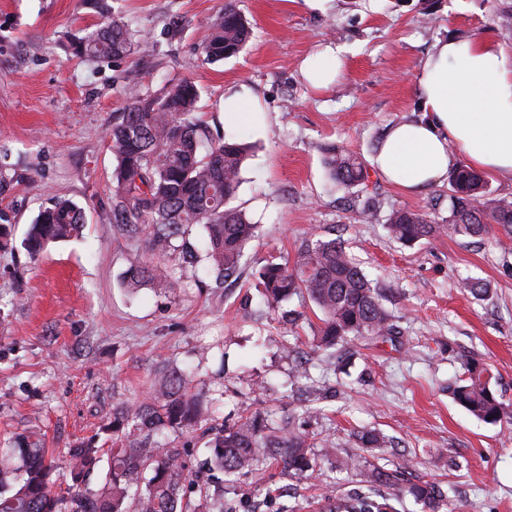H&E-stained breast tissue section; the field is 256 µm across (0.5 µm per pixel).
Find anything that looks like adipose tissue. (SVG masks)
I'll return each mask as SVG.
<instances>
[{
  "label": "adipose tissue",
  "mask_w": 512,
  "mask_h": 512,
  "mask_svg": "<svg viewBox=\"0 0 512 512\" xmlns=\"http://www.w3.org/2000/svg\"><path fill=\"white\" fill-rule=\"evenodd\" d=\"M340 71V50L329 45L301 66L315 89L334 83ZM418 87L419 118L394 124L374 158L387 182L418 194L460 158L512 179V56L489 39L440 40L421 63ZM224 125L230 131L265 127L257 97L225 95Z\"/></svg>",
  "instance_id": "ef3b65f1"
}]
</instances>
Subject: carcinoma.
I'll return each instance as SVG.
<instances>
[{"instance_id": "carcinoma-1", "label": "carcinoma", "mask_w": 512, "mask_h": 512, "mask_svg": "<svg viewBox=\"0 0 512 512\" xmlns=\"http://www.w3.org/2000/svg\"><path fill=\"white\" fill-rule=\"evenodd\" d=\"M104 18L98 30L71 42L73 52L90 60L118 59L132 46L130 25L108 15L104 0H89ZM252 37L247 18L232 4L212 21L197 46V60L214 63L242 51ZM200 90L185 78L162 95L144 98L132 90L109 133L116 164L112 170V223L135 232L147 229L146 260L126 276L135 290L158 282V258L180 251L186 262L205 255L211 273L228 279L241 269L246 243L257 225L229 206L241 180L247 144L237 137L214 139L196 116ZM324 166L342 189L368 181L365 162L347 149H325ZM448 217L437 223L429 214L407 208L391 211L389 234L403 244L439 235L484 237L512 235V197L488 192L484 176L467 166L449 178ZM84 212L71 200L44 209L30 224L23 244L32 257L50 243L77 235ZM200 227L203 238L193 237ZM267 307L278 309L293 297L322 314L317 344L329 350L364 336L398 334L393 315L382 305L371 281L341 241L316 233L302 241L293 261H271L257 272ZM454 401L478 420L512 425V410L500 401L488 369L473 364L451 388ZM203 406L190 393L186 376L162 377L147 400L112 412V448L107 482L94 490L85 478L97 467L99 449L88 443L66 453L72 479L67 494L52 492L53 461L35 443L0 449V512H182L183 490L205 481L189 469L181 453L156 439L201 423ZM212 469L239 476L271 463L280 473L299 479L323 476L322 463L334 447L314 450L309 435L288 425L270 428L259 419L224 426L208 442ZM358 488L323 496L321 512H395L392 501L410 495L429 512H442V494L429 483H406L397 470L374 464L359 470Z\"/></svg>"}]
</instances>
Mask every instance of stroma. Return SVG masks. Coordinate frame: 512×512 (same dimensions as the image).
Instances as JSON below:
<instances>
[{
    "instance_id": "stroma-1",
    "label": "stroma",
    "mask_w": 512,
    "mask_h": 512,
    "mask_svg": "<svg viewBox=\"0 0 512 512\" xmlns=\"http://www.w3.org/2000/svg\"><path fill=\"white\" fill-rule=\"evenodd\" d=\"M225 0H108L130 22L136 48L124 58L73 57L69 40L97 28L83 0H0V446L27 434L56 461L53 490L70 482L65 451L108 449L115 408L142 400L165 373L191 370L190 388L210 408L201 428L167 434L202 465L206 429L255 415L293 413L312 442L334 445L321 481L281 477L269 467L238 477L236 512H319L326 490L348 491L347 465L363 457L413 480L439 484L442 512H512V431L476 419L449 386L467 362L486 366L498 398L512 406V236L442 235L405 245L385 221L396 208L448 215V180L409 195L377 171L341 190L323 166L324 147H346L370 165L388 127L417 118L418 72L440 39H491L512 55V0H234L254 34L237 56L214 64L194 48ZM181 16L184 30L169 21ZM345 48L342 73L315 91L299 65L319 46ZM191 77L198 117L224 132V95L249 88L269 116L266 132H241L253 146L233 201L259 229L239 276L216 280L207 261L178 254L162 266L182 286L125 284L142 263V235L112 222L114 157L107 132L129 90L160 95ZM377 221L362 223L366 197ZM69 199L85 210L82 232L31 258L21 242L39 212ZM341 238L395 315L396 341L376 336L328 352L315 348L318 310L288 302L295 321L265 309L255 272L295 257L311 232ZM466 277L487 293L460 288ZM307 376L297 379V367ZM383 435L361 448L358 431Z\"/></svg>"
}]
</instances>
